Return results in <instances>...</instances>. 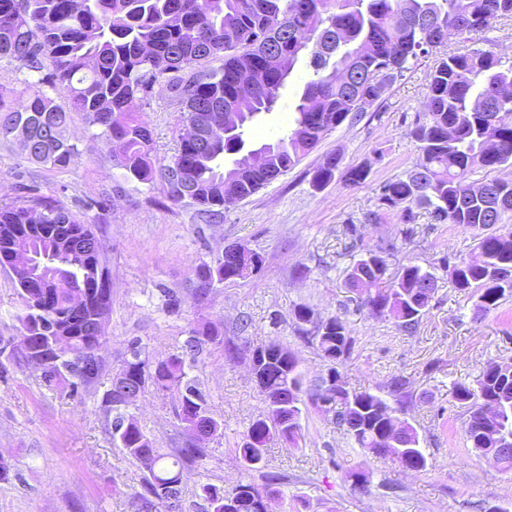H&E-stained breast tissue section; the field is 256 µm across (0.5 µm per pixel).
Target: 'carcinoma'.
I'll return each mask as SVG.
<instances>
[{"instance_id": "cac0c4a2", "label": "carcinoma", "mask_w": 512, "mask_h": 512, "mask_svg": "<svg viewBox=\"0 0 512 512\" xmlns=\"http://www.w3.org/2000/svg\"><path fill=\"white\" fill-rule=\"evenodd\" d=\"M0 0V60L15 64L24 88L5 103L0 92V140H18L26 158L36 164L64 168L78 154L66 137L71 114L82 112L89 125L101 129L113 157L130 181L159 180L173 203H185L209 218L256 192L296 166L324 135L361 116L356 102L375 103L409 70L411 62L433 51L441 31L472 46L441 55L427 75V108L410 137L419 158L402 175L379 187L377 209L365 221L373 224L380 210H394L403 238L414 234L421 215L428 223L457 224L474 232L479 262L442 259L458 290L476 297L474 313L484 316L512 298V228L503 226L512 213V181L493 179L478 187L467 182L475 168L495 171L512 164V63L473 47L480 35L512 18V0ZM260 37L276 43L272 89L258 95L240 123L224 135V104L248 91L271 63L254 46ZM312 71L298 95L288 130L265 143L264 162L249 157L248 132L254 121L271 112L288 78L302 58ZM222 64L210 68L211 60ZM191 74H185V70ZM390 71L380 86L378 75ZM165 81L175 91L186 119L198 127L194 142L179 140L168 164L152 160L153 130L141 113L131 110L148 87ZM66 97L61 104L58 98ZM235 152L232 168L224 154ZM339 157H324L311 184L321 190L339 171ZM41 257L30 274L38 291L16 280L22 311L18 315L22 356L48 337L64 341L43 382L64 384L77 392L98 375V358L87 350L99 344V319L108 315L112 292L85 295L73 305L82 284L110 278L103 242L92 224L41 199L0 206V264L17 247ZM390 242L366 250L346 275L344 288L354 301L379 317L391 316L400 330L412 334L431 308L437 277L409 263L387 278ZM261 253L228 246L202 264L219 283H234L260 271ZM297 332L326 366L325 374L304 387L297 354L280 342L256 347L265 409L232 448L248 472L264 484L241 481L230 489L204 483L199 498L203 512H261L281 476L264 472L268 443L278 438L298 444L302 406L331 415L332 423L354 445L374 456H394L423 471L427 457L417 430L402 422L396 449L383 443L396 410L371 389L349 390L340 368L350 358L354 336L338 315L322 317L299 304L292 311ZM209 346L221 347L225 359L248 352L224 339L211 322L189 329L180 351L153 357L139 340L129 343L130 356L115 372L118 382L144 395L152 390L173 393V413L187 432L185 447L164 451L154 446L128 406L107 391L104 405L112 411V438L143 469L139 512H170V499L182 494L186 468L206 454L203 444L216 435L218 421L189 369ZM454 400L467 416L469 448L491 456L512 470V362H491L475 384L456 383Z\"/></svg>"}]
</instances>
